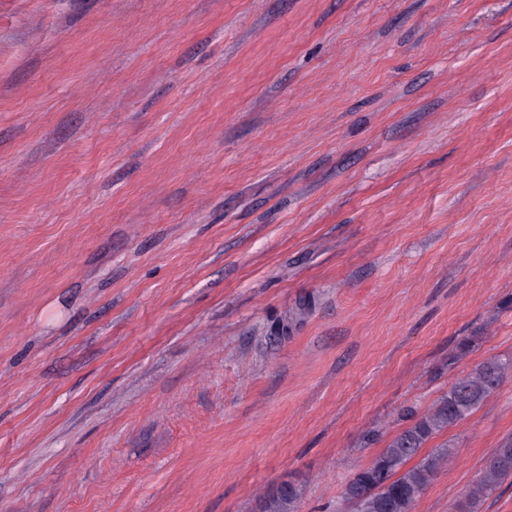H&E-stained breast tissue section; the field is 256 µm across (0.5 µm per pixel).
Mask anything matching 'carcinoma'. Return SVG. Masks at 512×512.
<instances>
[{
    "instance_id": "obj_1",
    "label": "carcinoma",
    "mask_w": 512,
    "mask_h": 512,
    "mask_svg": "<svg viewBox=\"0 0 512 512\" xmlns=\"http://www.w3.org/2000/svg\"><path fill=\"white\" fill-rule=\"evenodd\" d=\"M509 372L512 358H493L456 379L431 411L393 436L368 467L354 473L345 489L352 512H413L438 463L451 459L454 448L444 444L415 465L410 467L408 463L430 438L476 411ZM508 477H512V442L495 449L482 477L468 490L467 501L472 506L477 504ZM300 497L299 485L284 483L266 498L263 512H296Z\"/></svg>"
}]
</instances>
